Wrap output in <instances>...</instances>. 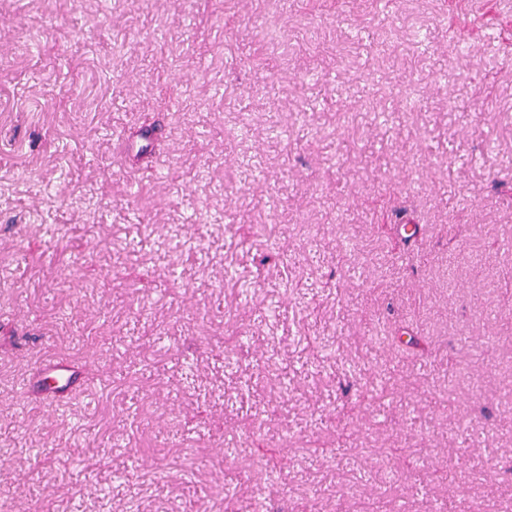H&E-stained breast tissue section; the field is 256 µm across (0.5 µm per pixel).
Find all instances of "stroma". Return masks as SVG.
Wrapping results in <instances>:
<instances>
[{
	"label": "stroma",
	"mask_w": 512,
	"mask_h": 512,
	"mask_svg": "<svg viewBox=\"0 0 512 512\" xmlns=\"http://www.w3.org/2000/svg\"><path fill=\"white\" fill-rule=\"evenodd\" d=\"M448 2L0 0V512H497L512 46L450 29L512 0Z\"/></svg>",
	"instance_id": "1"
}]
</instances>
